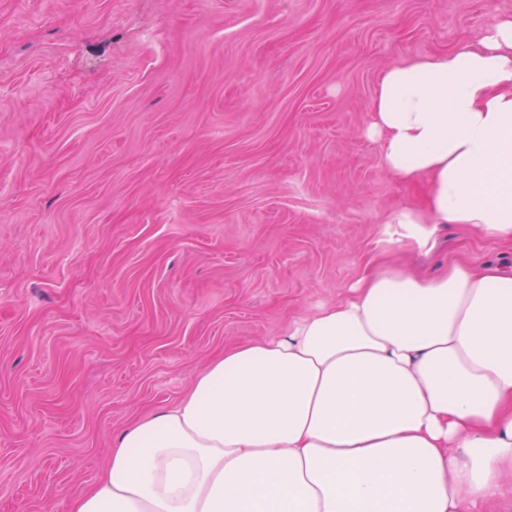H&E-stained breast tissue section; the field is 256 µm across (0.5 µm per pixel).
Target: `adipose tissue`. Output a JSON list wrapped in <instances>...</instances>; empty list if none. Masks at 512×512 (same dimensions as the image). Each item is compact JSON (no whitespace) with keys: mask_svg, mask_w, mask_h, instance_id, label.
I'll use <instances>...</instances> for the list:
<instances>
[{"mask_svg":"<svg viewBox=\"0 0 512 512\" xmlns=\"http://www.w3.org/2000/svg\"><path fill=\"white\" fill-rule=\"evenodd\" d=\"M366 135L425 183L398 216L512 241V16L378 78ZM512 477V269L371 271L287 336L225 349L115 439L67 512H494Z\"/></svg>","mask_w":512,"mask_h":512,"instance_id":"adipose-tissue-1","label":"adipose tissue"}]
</instances>
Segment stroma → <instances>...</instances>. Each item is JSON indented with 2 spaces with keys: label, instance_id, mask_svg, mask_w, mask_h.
<instances>
[{
  "label": "stroma",
  "instance_id": "obj_1",
  "mask_svg": "<svg viewBox=\"0 0 512 512\" xmlns=\"http://www.w3.org/2000/svg\"><path fill=\"white\" fill-rule=\"evenodd\" d=\"M512 0H0V512H65L116 436L225 347L277 338L386 255L512 243L395 218L380 73Z\"/></svg>",
  "mask_w": 512,
  "mask_h": 512
}]
</instances>
